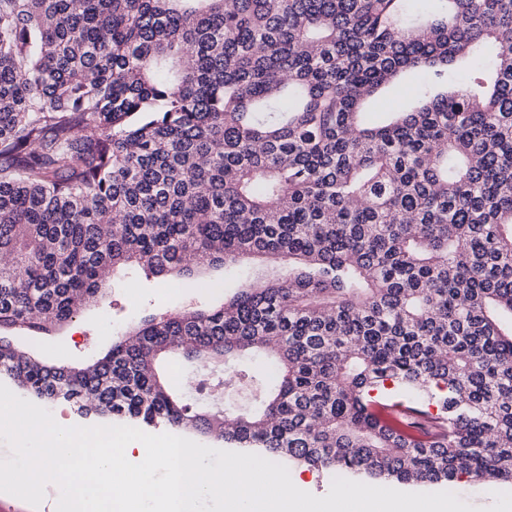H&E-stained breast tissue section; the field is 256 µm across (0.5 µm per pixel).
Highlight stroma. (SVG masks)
Returning a JSON list of instances; mask_svg holds the SVG:
<instances>
[{
    "label": "stroma",
    "mask_w": 512,
    "mask_h": 512,
    "mask_svg": "<svg viewBox=\"0 0 512 512\" xmlns=\"http://www.w3.org/2000/svg\"><path fill=\"white\" fill-rule=\"evenodd\" d=\"M213 278L217 282L213 288L182 279L167 291L139 271H122L111 277L107 297L88 303L72 322L49 336L20 334L18 342L34 354L60 363L86 364L106 351L142 311L188 309L220 299L224 274L214 272Z\"/></svg>",
    "instance_id": "obj_1"
}]
</instances>
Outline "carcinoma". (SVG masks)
Segmentation results:
<instances>
[{"mask_svg": "<svg viewBox=\"0 0 512 512\" xmlns=\"http://www.w3.org/2000/svg\"><path fill=\"white\" fill-rule=\"evenodd\" d=\"M436 2L0 0V329L49 335L119 270L263 262L85 367L0 336V379L340 476L512 484V0ZM160 368H165L169 372V376L171 378V381L173 384L180 388L182 391L187 393L189 396L196 395L195 393V386H196V380L191 386L190 389H184L181 387L180 383L183 385H189L192 383V376L190 375H181L180 376V383L178 382V376L181 373L186 374H192V372H196L197 370V363L196 362H189L183 359L182 357H172L170 359H164L160 363Z\"/></svg>", "mask_w": 512, "mask_h": 512, "instance_id": "cac0c4a2", "label": "carcinoma"}]
</instances>
